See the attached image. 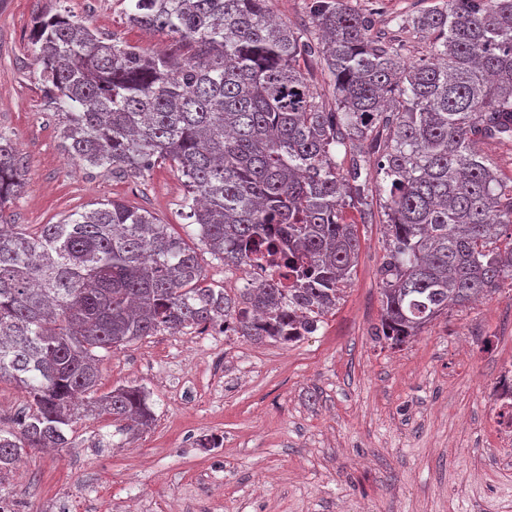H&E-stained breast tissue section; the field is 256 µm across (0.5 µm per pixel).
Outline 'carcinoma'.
I'll use <instances>...</instances> for the list:
<instances>
[{
    "mask_svg": "<svg viewBox=\"0 0 512 512\" xmlns=\"http://www.w3.org/2000/svg\"><path fill=\"white\" fill-rule=\"evenodd\" d=\"M271 0H129L128 22L168 36L166 50L120 42L66 12L33 18L31 44L71 160L119 178L158 165L180 173L182 208L224 266L265 260L282 278L228 292L207 280L198 248L120 198L29 232L6 222L27 170L0 131V381L26 394L0 427L5 477L28 450L64 448L77 420L110 415L149 428L135 385L98 394L120 346L222 322L246 340H301L336 309L372 219L375 157L388 243L379 267L376 338L400 348L448 313L512 282V182L478 150L512 137V0H446L373 32L348 0H310V26L273 20ZM318 63L334 103L301 64Z\"/></svg>",
    "mask_w": 512,
    "mask_h": 512,
    "instance_id": "carcinoma-1",
    "label": "carcinoma"
}]
</instances>
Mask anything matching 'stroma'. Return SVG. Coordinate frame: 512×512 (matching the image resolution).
Segmentation results:
<instances>
[{"label": "stroma", "mask_w": 512, "mask_h": 512, "mask_svg": "<svg viewBox=\"0 0 512 512\" xmlns=\"http://www.w3.org/2000/svg\"><path fill=\"white\" fill-rule=\"evenodd\" d=\"M442 0H349L374 31ZM126 0H0V130L29 173L11 223L35 230L119 197L173 225L188 243L182 178L167 167L115 179L72 162L36 80L32 19L68 12L129 44L167 39L131 26ZM372 223L344 210L361 248L350 286L300 341L254 344L196 330L161 332L114 350L101 392L150 394L151 429L124 440L111 417L78 421L66 449L32 450L12 473L13 512H48L72 487L73 512H512V457L496 449L493 380L512 366V288L449 310L400 349L373 340L378 269L387 247Z\"/></svg>", "instance_id": "1"}]
</instances>
